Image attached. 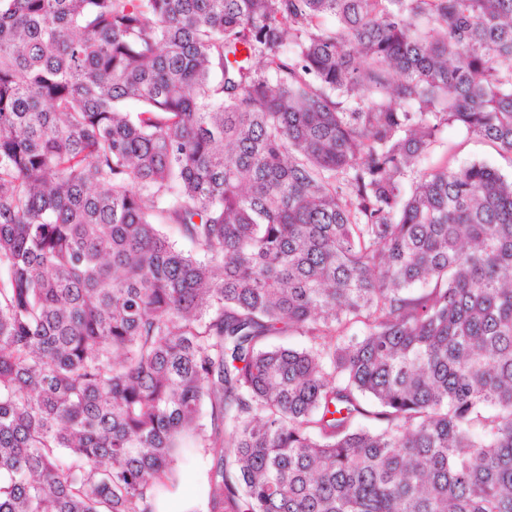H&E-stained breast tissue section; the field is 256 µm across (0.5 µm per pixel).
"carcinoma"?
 <instances>
[{"label":"carcinoma","mask_w":512,"mask_h":512,"mask_svg":"<svg viewBox=\"0 0 512 512\" xmlns=\"http://www.w3.org/2000/svg\"><path fill=\"white\" fill-rule=\"evenodd\" d=\"M449 124L512 153V0H0V512L200 447L208 512H512V180L405 188Z\"/></svg>","instance_id":"1"}]
</instances>
